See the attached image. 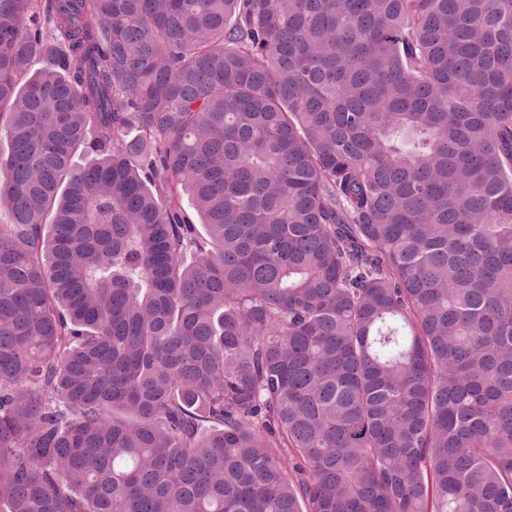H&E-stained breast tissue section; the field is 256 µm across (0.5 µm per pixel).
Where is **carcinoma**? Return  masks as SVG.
<instances>
[{
    "label": "carcinoma",
    "instance_id": "obj_1",
    "mask_svg": "<svg viewBox=\"0 0 512 512\" xmlns=\"http://www.w3.org/2000/svg\"><path fill=\"white\" fill-rule=\"evenodd\" d=\"M0 134V512H512V0H0Z\"/></svg>",
    "mask_w": 512,
    "mask_h": 512
}]
</instances>
